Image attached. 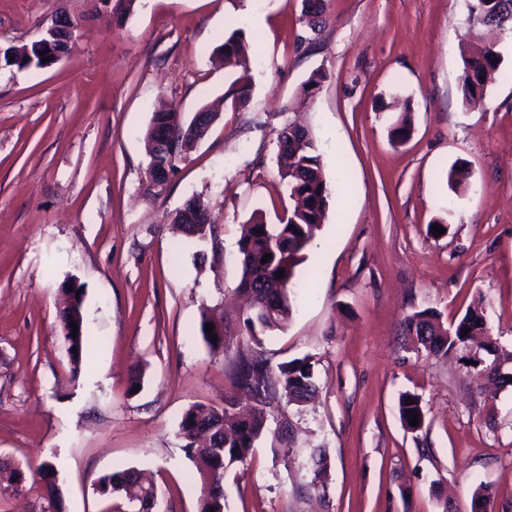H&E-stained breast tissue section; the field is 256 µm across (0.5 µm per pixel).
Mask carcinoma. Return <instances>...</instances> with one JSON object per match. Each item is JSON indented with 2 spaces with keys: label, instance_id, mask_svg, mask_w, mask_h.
I'll list each match as a JSON object with an SVG mask.
<instances>
[{
  "label": "carcinoma",
  "instance_id": "1",
  "mask_svg": "<svg viewBox=\"0 0 512 512\" xmlns=\"http://www.w3.org/2000/svg\"><path fill=\"white\" fill-rule=\"evenodd\" d=\"M469 23L486 31L483 44L464 57L461 81L463 101L468 102L485 94L487 85L499 70L502 60L497 50L503 31L512 30V0H466ZM36 61L46 56L51 61H60L58 55L66 52L60 41L47 40L31 48ZM224 65L241 66L247 54L243 31L235 30L217 48ZM210 121L193 117L184 124L180 121L178 108L174 105L153 113L146 136L153 141L164 126L177 127V138L170 142L161 154L149 150V164L165 168L175 174L178 162L184 159L209 128ZM412 131L408 117L404 116L391 124L388 130L390 141L400 144ZM277 143L288 148V164L280 172L292 206L276 224H269L262 212L255 211L244 225L239 241L241 254L240 290L248 296L249 305L239 312L234 320L227 319L215 309L203 311L200 332L211 350L224 354L231 350L234 342L249 339L258 350L232 365L233 383L252 395V407L242 410L232 398L224 399V406L204 403L190 406L182 416L179 437L184 451L195 465L201 487L212 485L224 487L226 474L244 464L251 456L255 443L260 438L272 435L283 442L282 453L287 457L292 425L279 412L280 399L289 403H304L317 393L311 362L306 359L272 364L259 346L266 334L283 330L288 326L291 314V296L296 287L295 270L305 260L304 251L320 231L328 205V189L323 174V165L315 144L308 132L297 125L288 124L277 133ZM175 220L185 225L190 237L205 238L212 232L211 219L201 202L189 199L176 214ZM269 254L268 261H262ZM284 271L279 279L276 272ZM80 327L79 336L72 339L76 353L72 356L73 371H78L88 345L85 335L83 299H77L75 308ZM215 327L213 335L206 334V325ZM403 334L412 337V346L427 356L444 358L448 353L460 354L461 360L473 361L474 383L481 385L486 376L501 383L512 385V350L497 344L490 334L483 310L467 309L463 315L445 324L441 314L426 308L407 315L403 322ZM468 333H463V330ZM217 342H212V337ZM398 409L402 426L411 433L423 429L425 411L420 397L404 392L399 396ZM418 416L419 425L410 424V418ZM328 458L325 450H313L308 462L309 485L317 490L328 477ZM131 469L113 472L100 479L103 494H117L127 504L138 507L137 512H153L157 505L158 491L152 484H139L133 480ZM23 471L9 464L0 466V488L18 492L22 489ZM471 512H493V502L486 487L479 485L473 492Z\"/></svg>",
  "mask_w": 512,
  "mask_h": 512
}]
</instances>
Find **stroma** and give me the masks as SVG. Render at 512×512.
I'll return each instance as SVG.
<instances>
[{"label":"stroma","instance_id":"35a3bbf8","mask_svg":"<svg viewBox=\"0 0 512 512\" xmlns=\"http://www.w3.org/2000/svg\"><path fill=\"white\" fill-rule=\"evenodd\" d=\"M63 12L80 18L70 52L48 68L0 69V458L31 472L51 463L65 512H129L99 479L134 469L160 512H197L200 481L178 436L183 413L234 393L231 367L253 345L212 352L204 309L234 306L241 226L288 206L276 133L299 121L321 156L325 222L296 270L286 329L263 350L310 358L317 397L282 404L290 459L260 441L228 474L224 512H470L478 485L512 512V387L476 390L456 357L413 351L405 315L451 321L481 306L512 350V34L484 98L462 100L463 50L477 43L464 0H0V45L38 37ZM242 30L246 69L215 49ZM323 74L305 94L311 73ZM245 77V105L226 96ZM183 120L219 116L156 196L143 188L144 137L159 102ZM409 103L412 135L391 144ZM469 171L452 192L454 162ZM201 197L212 237L173 218ZM447 224L445 234L429 225ZM84 292L88 355L73 371L62 337L64 282ZM138 390H131L132 380ZM419 394L422 431L407 432L398 396ZM330 458L308 489L310 448Z\"/></svg>","mask_w":512,"mask_h":512}]
</instances>
